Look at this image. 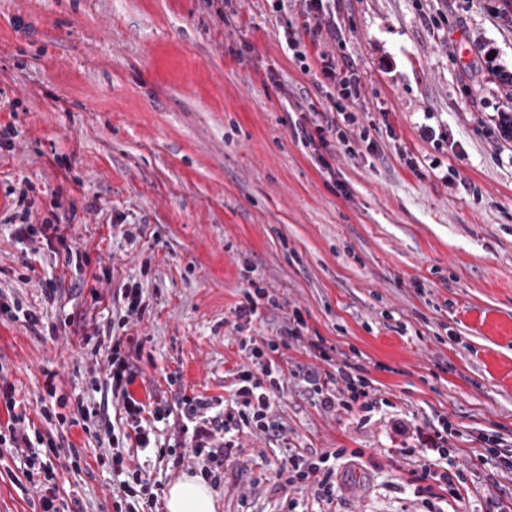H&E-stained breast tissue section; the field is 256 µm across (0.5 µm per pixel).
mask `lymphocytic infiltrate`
Returning <instances> with one entry per match:
<instances>
[{"mask_svg": "<svg viewBox=\"0 0 512 512\" xmlns=\"http://www.w3.org/2000/svg\"><path fill=\"white\" fill-rule=\"evenodd\" d=\"M17 238L30 245L29 254L24 255L25 267H32L34 259L51 257L56 265L64 268L81 267L88 264L86 252L72 248L69 243V227L65 224H20L15 229ZM83 348L91 353L106 351L103 367L104 380L120 408L124 412L125 427L116 430L113 424H106L105 433L112 436V470L120 481L115 490L124 512H152L155 503L147 497L149 481L140 469L127 463L121 451L126 441H134L140 448L149 447L151 427L164 417L159 397L149 400L137 399L131 390L137 377L136 365L123 350L122 336L102 338L85 335L81 338ZM246 357L247 364L239 366L233 373L234 404L224 414L212 416L208 410L210 401L198 395H182L180 398L181 419L176 424L179 436L187 437L195 457L201 460L200 473L204 478L215 479L236 446V437L247 429L269 431L275 429L272 417V396L280 389L284 375V362L277 342L261 340L250 342ZM320 406L326 410L341 409L371 412L380 402L375 388L363 377L358 366L344 363L331 370L312 369L304 375ZM0 401L4 402L8 418L0 424V445H10L15 453L25 460V477L38 497L42 512H73L66 499L60 498L54 482L57 467L67 470L79 469L82 456L77 449H70L68 455H60L59 443L55 440L58 432L65 427L83 423L97 424L99 412L88 407L83 400H76L71 414H52L43 410L45 422L53 423L51 432L30 437L31 424L24 414L16 410L15 388L11 383L0 384ZM399 440L396 451L399 456L412 459L419 473L418 481L432 482L440 489L448 490L452 496H460L463 482L461 471L447 467L454 447L455 435L448 416H439L427 428L411 427L399 421L394 425ZM346 455L345 449H337L333 456H321L311 461L303 450L289 454L280 466L288 486L302 485L314 481L315 497L318 501L333 504L340 472L338 460Z\"/></svg>", "mask_w": 512, "mask_h": 512, "instance_id": "1", "label": "lymphocytic infiltrate"}]
</instances>
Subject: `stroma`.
Listing matches in <instances>:
<instances>
[{"label":"stroma","mask_w":512,"mask_h":512,"mask_svg":"<svg viewBox=\"0 0 512 512\" xmlns=\"http://www.w3.org/2000/svg\"><path fill=\"white\" fill-rule=\"evenodd\" d=\"M272 3L241 0L228 20L224 0H0V124L16 130L0 146V294L61 327L37 336L0 318V372L37 429L47 369L59 394L119 417L74 332L92 268L27 270L14 240L27 219L67 224L109 270L100 331L124 315L123 289L142 285L147 308L126 334L140 346L133 391L162 394L171 412L158 446L178 437L182 394L223 412L244 338L283 339L296 311L306 338L358 363L387 399L365 420L321 408L301 379L319 361L289 342L278 428L240 434L213 486L216 512H321L311 487L282 486L292 448L355 456L337 512H493L512 500V473L478 465L469 439L482 429L512 443V142L500 131L512 102L496 77L512 72V10L331 0L321 21L336 35L308 49L304 69L286 32L309 22L305 4ZM321 50L361 78L344 142L312 138L334 109ZM116 216L140 233H109ZM254 285L268 297L242 326L236 309ZM398 414L420 427L449 415L462 500L418 494L412 464L388 453ZM63 440L83 461L59 476L61 494L80 512H115L107 438L77 426ZM129 453L158 496L199 469L188 447L175 468ZM23 470L0 446V512H36Z\"/></svg>","instance_id":"stroma-1"}]
</instances>
